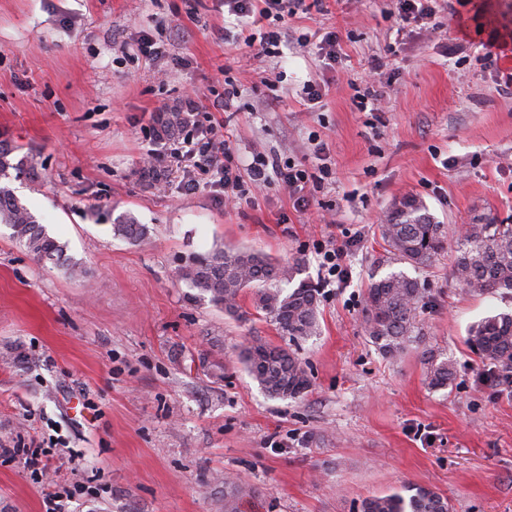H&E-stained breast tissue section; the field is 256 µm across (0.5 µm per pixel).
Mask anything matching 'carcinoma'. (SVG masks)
Here are the masks:
<instances>
[{
	"instance_id": "cac0c4a2",
	"label": "carcinoma",
	"mask_w": 512,
	"mask_h": 512,
	"mask_svg": "<svg viewBox=\"0 0 512 512\" xmlns=\"http://www.w3.org/2000/svg\"><path fill=\"white\" fill-rule=\"evenodd\" d=\"M183 128V116L171 112L162 123L158 137L171 139ZM13 147L0 142V176L16 171L15 178L37 173L34 159L26 156L12 164ZM0 224L13 230V237L40 259L58 260L62 247L50 237L36 216L20 201L8 185H0ZM115 233L136 243L147 228L133 219L114 225ZM382 240L399 261L414 267L432 265L445 249L447 231L435 223L422 202L403 198L387 223L380 225ZM458 255L454 276L468 291L476 294L499 289L512 290V225L475 224L457 239ZM293 267L273 261L251 250L215 249L192 260L181 273L184 280L209 295L210 302L236 316L239 298L246 288L254 289L256 310L278 326L282 334L297 343L319 333L320 291L301 284L286 294L279 284L292 278ZM425 288L402 272L392 273L370 283L365 296V335L384 353L393 355L404 349L415 332L416 309ZM468 345L487 366L484 379L493 385L512 383V314L488 316L473 325ZM242 361L258 385L272 398L296 399L310 387L307 364L294 351L273 346L260 339L246 346ZM426 379L434 389L448 386L456 376L450 360L434 354L425 358ZM242 488L224 479V512H241ZM361 512H449L448 499L428 488H419L410 498L400 493L373 496L361 504Z\"/></svg>"
}]
</instances>
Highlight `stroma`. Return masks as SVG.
Masks as SVG:
<instances>
[{"label":"stroma","instance_id":"obj_1","mask_svg":"<svg viewBox=\"0 0 512 512\" xmlns=\"http://www.w3.org/2000/svg\"><path fill=\"white\" fill-rule=\"evenodd\" d=\"M392 0H322L286 18L288 42L256 60L224 0H0V141L38 160L16 195L63 248L37 258L0 224V512H224V479L242 512H359L368 497L432 489L451 512H512V385L492 387L465 343L482 318L512 312V291L476 295L453 274L458 237L512 224V41L484 61L485 35L457 0L442 34L398 28ZM338 32L325 65L298 37ZM167 53L147 57L142 36ZM182 57V64L171 61ZM386 64L382 111L341 76ZM239 93L223 124L236 164L256 155L332 170L300 205L278 185L236 207L193 184L188 164L148 166L182 143L157 137L183 91ZM323 97L307 108L302 88ZM405 196L448 229L428 268L402 265L379 226ZM146 225L137 243L113 226ZM355 236L347 285L322 288L320 333L299 342L311 386L267 396L240 352L286 337L240 299L246 320L181 277L191 257L249 249L318 284L316 242ZM425 285L418 332L382 353L364 332L368 286L394 271ZM457 373L425 381L427 353ZM38 450L37 466L11 455Z\"/></svg>","mask_w":512,"mask_h":512}]
</instances>
